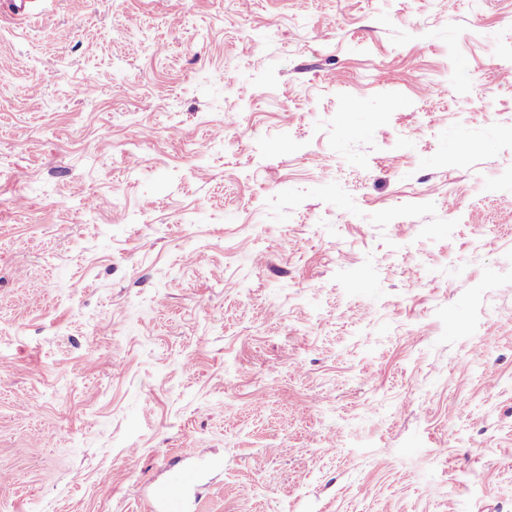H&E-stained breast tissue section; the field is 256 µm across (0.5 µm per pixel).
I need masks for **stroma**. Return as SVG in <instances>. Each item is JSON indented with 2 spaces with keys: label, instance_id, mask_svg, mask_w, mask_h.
<instances>
[{
  "label": "stroma",
  "instance_id": "1",
  "mask_svg": "<svg viewBox=\"0 0 512 512\" xmlns=\"http://www.w3.org/2000/svg\"><path fill=\"white\" fill-rule=\"evenodd\" d=\"M512 0H0V512H512ZM205 465L180 469L175 480L159 490L155 497L153 511L188 512L191 507L192 491L196 488L200 470Z\"/></svg>",
  "mask_w": 512,
  "mask_h": 512
}]
</instances>
